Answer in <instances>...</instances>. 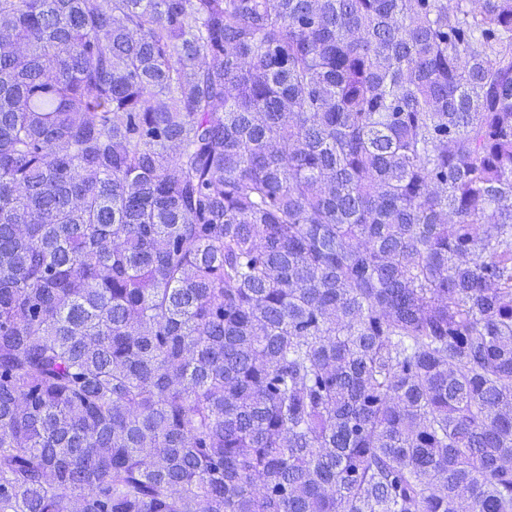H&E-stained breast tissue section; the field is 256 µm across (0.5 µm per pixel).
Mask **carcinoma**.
<instances>
[{"label": "carcinoma", "mask_w": 512, "mask_h": 512, "mask_svg": "<svg viewBox=\"0 0 512 512\" xmlns=\"http://www.w3.org/2000/svg\"><path fill=\"white\" fill-rule=\"evenodd\" d=\"M0 512H512V0H0Z\"/></svg>", "instance_id": "obj_1"}]
</instances>
